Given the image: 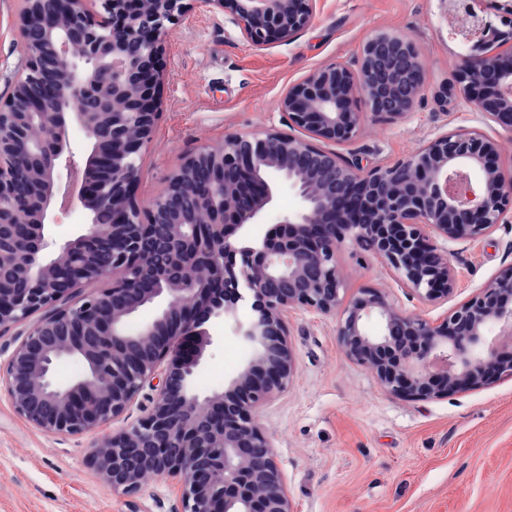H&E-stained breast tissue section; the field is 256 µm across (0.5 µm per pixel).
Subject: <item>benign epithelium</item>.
<instances>
[{
	"label": "benign epithelium",
	"instance_id": "1",
	"mask_svg": "<svg viewBox=\"0 0 512 512\" xmlns=\"http://www.w3.org/2000/svg\"><path fill=\"white\" fill-rule=\"evenodd\" d=\"M478 2L451 0L468 19L455 32L471 50L437 101L501 130L441 132L392 163L327 149L353 142L372 117L400 119L416 107L424 57L408 36L380 31L351 59L287 88L281 106L293 132L227 134L222 151L201 146L143 202L135 185L161 116L160 56L172 28L219 10L259 48L309 28L316 0H17L21 58L0 94V334L33 325L0 364L14 411L49 434H85L121 416L148 383L155 394L145 414L91 458L113 492L137 494L151 471L171 483L181 512H295L257 420L293 377L291 310L336 316L342 352L395 396L429 401L511 377L512 355L488 336L512 337V266L436 319L402 312L381 288L340 296L343 242L438 305L456 290L438 241L475 242L512 222V174L500 166L502 134L512 137V0H486L507 31ZM359 94L369 111L356 108ZM73 124L91 143L79 162ZM62 158L74 193L61 210L81 207L91 222L49 256L45 225ZM271 171L300 207L252 241L274 198ZM201 211L211 217L203 229ZM101 213L112 223H97ZM199 267L207 276L195 275ZM247 301L244 322L237 311ZM154 304L152 319L130 331ZM219 320L252 356L224 390L202 398L195 376L211 343L206 325ZM63 358L85 372L60 386L52 369Z\"/></svg>",
	"mask_w": 512,
	"mask_h": 512
}]
</instances>
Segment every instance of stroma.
<instances>
[{
	"instance_id": "1",
	"label": "stroma",
	"mask_w": 512,
	"mask_h": 512,
	"mask_svg": "<svg viewBox=\"0 0 512 512\" xmlns=\"http://www.w3.org/2000/svg\"><path fill=\"white\" fill-rule=\"evenodd\" d=\"M15 0H0V91L20 59L10 26ZM446 0H317L314 25L286 42L256 49L243 42L223 12H201L178 25L161 64L162 116L137 194L163 187L186 152L223 142L225 134L286 130L281 99L313 69L353 57L376 32L398 30L421 49L424 95L395 123L367 121L341 154L367 153L392 162L435 134L460 126L491 131L477 112L439 111L434 93L462 55ZM457 288L447 304H424L401 287L376 257L339 250L348 289L373 285L408 314L429 318L485 287L512 264V223L490 240L451 242ZM212 342L197 370L196 390H223L251 356L229 324L210 325ZM294 374L258 420L272 437L296 512H512V378L430 401L387 394L367 368L344 356L336 319L295 309L288 315ZM143 389L109 427L83 435H52L19 417L0 394V512H180L168 482L154 478L126 497L113 493L90 459L110 433L142 415Z\"/></svg>"
}]
</instances>
